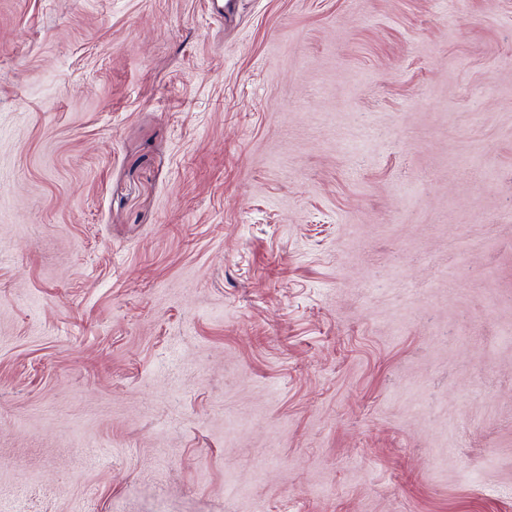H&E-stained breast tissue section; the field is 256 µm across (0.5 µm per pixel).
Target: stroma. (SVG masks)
I'll return each mask as SVG.
<instances>
[{
    "label": "stroma",
    "mask_w": 512,
    "mask_h": 512,
    "mask_svg": "<svg viewBox=\"0 0 512 512\" xmlns=\"http://www.w3.org/2000/svg\"><path fill=\"white\" fill-rule=\"evenodd\" d=\"M0 512H512V0H0Z\"/></svg>",
    "instance_id": "1"
}]
</instances>
